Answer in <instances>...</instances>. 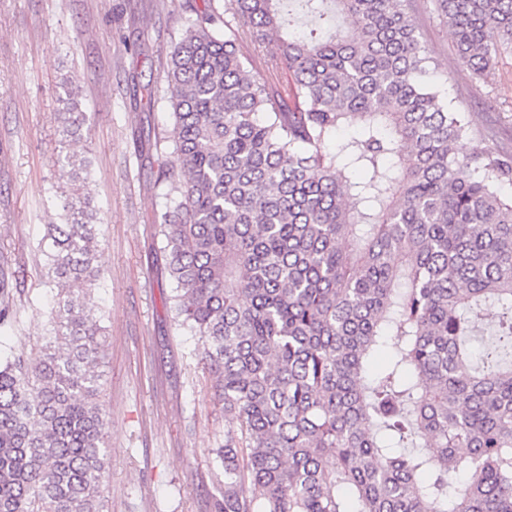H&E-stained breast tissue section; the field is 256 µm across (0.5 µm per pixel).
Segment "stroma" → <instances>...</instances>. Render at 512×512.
Here are the masks:
<instances>
[{
  "mask_svg": "<svg viewBox=\"0 0 512 512\" xmlns=\"http://www.w3.org/2000/svg\"><path fill=\"white\" fill-rule=\"evenodd\" d=\"M203 0H0V358L37 357L56 290L44 272L46 227L61 221L74 179L69 156L89 158L85 190L102 226L101 278L91 298L106 328L98 402L105 438L109 512H214L215 450L224 409L177 327L174 284L159 267L153 224L169 206L140 143H166L172 129L166 65ZM421 44L449 80L455 105L512 152V54L472 79L433 0H414ZM76 98L79 140L54 119Z\"/></svg>",
  "mask_w": 512,
  "mask_h": 512,
  "instance_id": "stroma-1",
  "label": "stroma"
}]
</instances>
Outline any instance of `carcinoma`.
Returning a JSON list of instances; mask_svg holds the SVG:
<instances>
[{
	"instance_id": "1",
	"label": "carcinoma",
	"mask_w": 512,
	"mask_h": 512,
	"mask_svg": "<svg viewBox=\"0 0 512 512\" xmlns=\"http://www.w3.org/2000/svg\"><path fill=\"white\" fill-rule=\"evenodd\" d=\"M434 2L486 79L512 0ZM231 10L288 87L244 68L208 0L169 53L153 153L175 323L224 405L218 512H512V154L428 82L410 0ZM56 120L78 137L85 116ZM63 211L49 341L0 362V512H107L100 229L86 196ZM476 307L497 324L475 358Z\"/></svg>"
}]
</instances>
